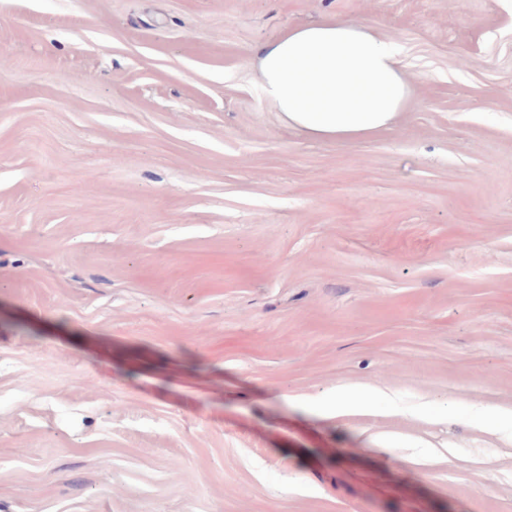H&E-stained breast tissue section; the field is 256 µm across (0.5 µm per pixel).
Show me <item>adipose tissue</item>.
<instances>
[{"label": "adipose tissue", "instance_id": "1", "mask_svg": "<svg viewBox=\"0 0 512 512\" xmlns=\"http://www.w3.org/2000/svg\"><path fill=\"white\" fill-rule=\"evenodd\" d=\"M399 54L361 24L328 19L288 28L255 58L263 91L288 127L339 140L395 122L409 93Z\"/></svg>", "mask_w": 512, "mask_h": 512}]
</instances>
